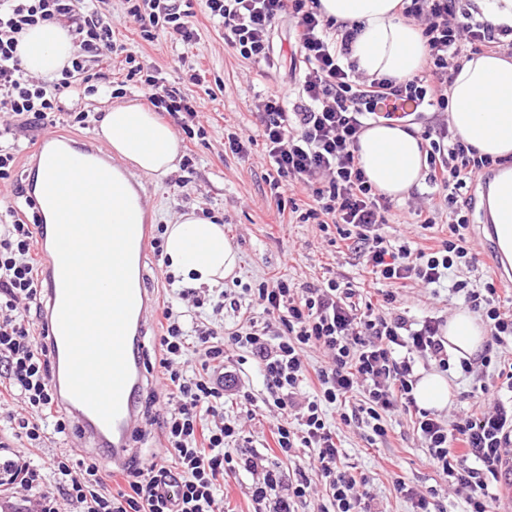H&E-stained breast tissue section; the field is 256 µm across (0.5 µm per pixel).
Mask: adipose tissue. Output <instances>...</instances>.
I'll use <instances>...</instances> for the list:
<instances>
[{
    "mask_svg": "<svg viewBox=\"0 0 512 512\" xmlns=\"http://www.w3.org/2000/svg\"><path fill=\"white\" fill-rule=\"evenodd\" d=\"M325 18L355 24L361 31L352 46L357 70L366 77L410 78L422 67L426 54L420 29L400 15V0H319ZM74 53L66 28L44 22L18 37L17 55L30 75L58 76ZM448 121L460 140L480 154L498 160L489 185L487 209L499 245L512 257V58L495 52L473 55L464 61L449 89ZM100 135L113 153L148 174L164 177L179 162L180 140L174 128L160 121L140 103H119L105 113ZM357 155L368 180L392 198L420 186L426 167L424 142L417 129L378 123L366 129ZM38 182L70 191L71 211L85 200L103 203L101 219L110 224L111 245L105 261L94 252L77 256L82 275L117 281L126 270L122 227L141 224L146 202L133 188L125 168L85 179L73 188L67 173L44 160ZM168 268L178 285L186 288L222 286L238 267V253L224 235L222 225L194 211L179 214L168 224L165 240ZM485 329L470 312L451 315L443 328L452 360L472 358L483 349Z\"/></svg>",
    "mask_w": 512,
    "mask_h": 512,
    "instance_id": "adipose-tissue-1",
    "label": "adipose tissue"
}]
</instances>
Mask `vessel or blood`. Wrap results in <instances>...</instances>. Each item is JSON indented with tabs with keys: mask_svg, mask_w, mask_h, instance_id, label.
Instances as JSON below:
<instances>
[{
	"mask_svg": "<svg viewBox=\"0 0 512 512\" xmlns=\"http://www.w3.org/2000/svg\"><path fill=\"white\" fill-rule=\"evenodd\" d=\"M37 155L53 154L59 167L69 175L82 176L87 171L86 159L92 158L108 164V157L89 144L85 153H73L59 145L52 135L43 136L37 147ZM54 227L40 223L38 227V249L49 258L45 269V298L48 344L54 362L52 386L60 410L73 418L82 431V438L90 451L112 470L123 469L133 453L131 435L139 428L141 412L139 398L147 383L143 366L144 332L146 319L152 310V297L144 286V260L147 254L148 227L132 225L127 238L128 247L135 261L133 274L134 308L126 339V357L129 379L123 390L121 410L113 424H105L91 409L75 399L66 382V351L59 327V308L62 300L61 267L53 244Z\"/></svg>",
	"mask_w": 512,
	"mask_h": 512,
	"instance_id": "obj_1",
	"label": "vessel or blood"
}]
</instances>
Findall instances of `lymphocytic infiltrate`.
<instances>
[{
	"mask_svg": "<svg viewBox=\"0 0 512 512\" xmlns=\"http://www.w3.org/2000/svg\"><path fill=\"white\" fill-rule=\"evenodd\" d=\"M96 0H0V112L32 128L60 123L87 125L88 113L69 103L96 93L87 73L90 59L112 54L114 19L100 12ZM124 20L137 26L143 41L158 33L190 44L197 32L189 19L191 0H125ZM210 20L224 31V41L239 56L277 67L273 38L284 18H292L291 59L299 64L287 94H272L256 106L271 170L270 191L286 200L291 218L321 229L336 227L376 279L389 284L383 306L358 303L353 289L336 279L302 290L287 279L261 282L249 294L262 305L264 324L248 321L231 336L200 323L186 327L180 312L165 306L154 357L147 371H160L164 396L148 393L144 415L163 439L161 447L133 457L120 477L93 457L63 451L49 466L63 493L42 490V472L24 454L0 456V486L25 493L32 512H61L69 502L75 512H224L217 489L225 472L240 466L255 478L253 512H262L269 490L281 483L278 471L260 457H233L243 430L224 417V400L257 401L231 364L233 352L250 353L265 383L263 405L273 414L279 455L290 459L310 448L323 481L320 512H377L368 477L347 462L325 409L343 407L350 395L363 397L360 410L374 435L387 433V414L410 416L428 450L430 465L450 490L463 497V512H493L495 493L512 464V358L482 353L464 359L465 375L481 379L482 407L446 418L418 407L412 394L421 360L450 367L441 319L412 322L388 307L396 288L415 282L445 288L463 306L480 313L492 342H512V310L502 306L494 283L477 288L460 278L476 261L470 244L471 205L462 189L481 180L493 162L466 145L450 128L448 86L469 55L481 49L512 52V30L468 20L463 0H402V16L419 26L426 40L425 67L411 78H368L351 61L358 29L324 18L317 0H205ZM54 21L70 34L75 52L59 78L29 75L16 55L17 37L28 27ZM128 79L137 80L156 112L169 115L187 137L205 136L196 125L195 99L189 88L166 83L158 72H145L135 55L125 57ZM401 105L396 118L421 125L428 141L426 180L443 207H418L421 228L448 218V237L427 248L393 244L381 232L389 201L369 182L355 154L360 135L382 118L385 105ZM0 210V389L20 404L9 416L16 440L36 446L47 432H75L61 413L51 385L53 364L40 310L42 281L34 265L36 225L20 218V198ZM317 350L324 365L311 367L305 354Z\"/></svg>",
	"mask_w": 512,
	"mask_h": 512,
	"instance_id": "1",
	"label": "lymphocytic infiltrate"
}]
</instances>
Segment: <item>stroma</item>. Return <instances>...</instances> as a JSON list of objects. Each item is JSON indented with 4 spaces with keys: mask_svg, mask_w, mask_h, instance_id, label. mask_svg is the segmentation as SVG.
Returning a JSON list of instances; mask_svg holds the SVG:
<instances>
[{
    "mask_svg": "<svg viewBox=\"0 0 512 512\" xmlns=\"http://www.w3.org/2000/svg\"><path fill=\"white\" fill-rule=\"evenodd\" d=\"M100 9L107 16L117 18L115 39L135 54L145 70H159L168 83L174 85L188 67H196L202 75L193 94L206 136L181 140L182 153L194 159L193 168L178 169L164 178L139 171L135 178L147 203V224L170 223L180 213L192 208L210 212L223 223L224 233L240 258L238 275L225 280L224 290L229 298L241 302L237 309L225 307L223 315L218 317L217 323L225 333L238 329L249 316L258 321L265 320L262 306L244 295L243 289L280 276L288 278L295 287L303 288L321 284L328 276L335 275L358 293L380 299L379 281L363 267L358 256L347 249L336 228L324 231L315 224L282 222L276 201L265 182L267 165L255 105L258 100L282 91L288 85L291 55L288 22H281L274 35L275 49L282 56L280 67L269 70L241 59L225 44L222 30L210 22L202 0H196L191 19L198 32L197 39L185 47L172 43L163 32L154 42L143 41L135 26L121 22L124 0H102ZM112 103L113 98L107 93L79 100L78 109L90 113L91 121L84 128L57 126L60 139L78 143L97 136V118L104 115ZM228 129L252 137L246 156L239 157L225 150L224 132ZM15 134L22 151L18 156L15 180L0 181V207L6 206L14 185H27L32 171L30 159L42 136L40 130L21 124L16 125ZM428 191V186L423 185L403 198L392 199L389 222L383 225V233L395 241L406 238L424 246L435 245L439 239L447 237V225L437 224L424 229L410 221L411 206ZM471 193L476 197L473 237L478 261L463 270L462 275L477 284L503 279L502 254L493 235L484 231L488 212L485 200L480 197V186H473ZM461 308V301L449 295L446 289L433 291L413 283L400 289L395 304L396 311L411 320L425 315L445 320ZM357 408V401L347 404V411L354 414L347 425L340 422L336 408L327 410V420L335 426L348 461L370 477L379 512H411L410 502L394 488L396 479L424 490L439 489L442 483L428 464V452L423 442L414 431L409 416L402 413L387 416L386 437L374 436L366 414L358 413ZM224 417L239 421L243 427L240 453L264 455L269 466L280 470L287 481L294 478L296 469L304 470L310 488L298 510L318 512L323 483L313 465L312 450L301 449L297 457L289 460L274 456L270 450L273 420L265 408L252 411L247 405L228 402L224 405ZM83 444L80 438L52 434L38 448L24 449L16 441L11 447L24 449L32 464L42 470L43 489L55 492L59 485L48 467L50 458L65 448L82 453Z\"/></svg>",
    "mask_w": 512,
    "mask_h": 512,
    "instance_id": "1",
    "label": "stroma"
}]
</instances>
